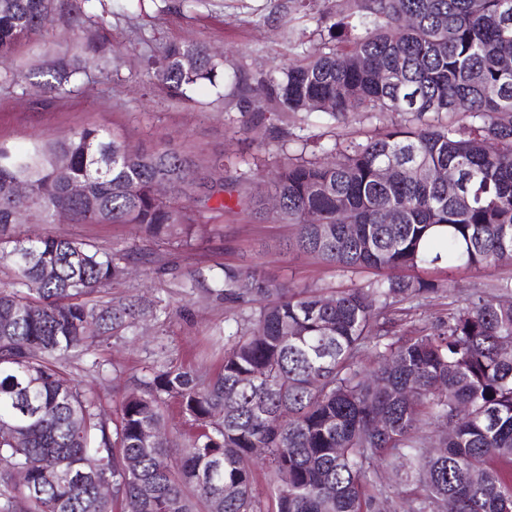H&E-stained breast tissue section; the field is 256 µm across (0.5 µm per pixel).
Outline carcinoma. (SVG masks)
<instances>
[{
    "mask_svg": "<svg viewBox=\"0 0 512 512\" xmlns=\"http://www.w3.org/2000/svg\"><path fill=\"white\" fill-rule=\"evenodd\" d=\"M93 0H0V59L50 34L55 16L85 30ZM414 24L406 26V17ZM317 27L344 33L297 63L261 75L275 115L318 112L345 122L395 112L400 124L364 142L335 144L321 161L276 153L266 192L293 229L286 250L352 274L388 276L330 293L225 264L205 292L252 306L225 337L214 372L160 369L126 396L117 418L66 364L89 353L84 326L121 338L153 314L112 295L135 251L112 252L68 235L25 237L19 225L134 224L167 241L202 224L224 195L258 219L265 196L168 146H132L106 127H82L23 150L0 143V512H382L386 465L415 479L408 512H512V282L500 297L475 292L448 319L400 337L397 305L448 282L419 272L512 262V0H336ZM105 28L49 66L5 75L60 94L83 74L82 55L103 54ZM224 61L192 41L166 46L151 84L170 99L215 84ZM330 108H323L324 104ZM457 116L456 122L448 116ZM238 132L265 145L241 113ZM456 168L450 192L436 182L380 179L385 167ZM206 172H199V168ZM165 179L171 192L157 195ZM23 183L28 194L17 196ZM82 184L94 205L67 194ZM395 223H382L386 211ZM57 267L55 278L43 266ZM371 352L375 366L362 365ZM188 429L164 428L170 401ZM41 466L16 479L30 458ZM268 478L267 509L255 489ZM112 485V496L98 493Z\"/></svg>",
    "mask_w": 512,
    "mask_h": 512,
    "instance_id": "1",
    "label": "carcinoma"
}]
</instances>
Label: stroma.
<instances>
[{
	"label": "stroma",
	"mask_w": 512,
	"mask_h": 512,
	"mask_svg": "<svg viewBox=\"0 0 512 512\" xmlns=\"http://www.w3.org/2000/svg\"><path fill=\"white\" fill-rule=\"evenodd\" d=\"M335 8L336 0H95L91 11L110 34L111 53L87 57L85 76L70 91L54 96L34 84L0 81V142L23 147L34 138L64 140L79 128L103 126L136 145L167 144L202 161L224 157L251 188L263 187L266 170L251 164L258 146L234 133L232 121L259 110L251 87L260 72L292 64L301 51L328 41V32L317 29L314 17ZM188 40L223 56L226 72L237 73L243 90L228 96L223 83L205 84L176 103L146 84L144 73L160 59L163 47ZM72 41L62 20H55L52 36L21 47L9 65L24 71L45 66L69 52ZM397 119L393 112L370 119L356 113L344 125L315 113L283 117L279 125L288 133L287 151L293 152L313 140L332 146L339 134L362 141ZM206 219L212 231L197 240L190 259L131 224L22 225V233L32 237L67 233L151 257L112 290L154 305L155 319L142 322L134 336L94 345L69 365L82 388L100 393L104 413H112L134 392L135 379L153 371L169 366L212 370L221 364L224 338L235 332L241 310L205 294L190 276L195 266L230 263L280 281L323 288L351 284L349 275L314 257L283 251L291 229L272 214L253 219L228 209ZM431 275L450 278V292L413 302L402 316L401 331L447 319L449 300L463 305L471 293L512 280V264L449 273L435 269Z\"/></svg>",
	"instance_id": "obj_1"
}]
</instances>
